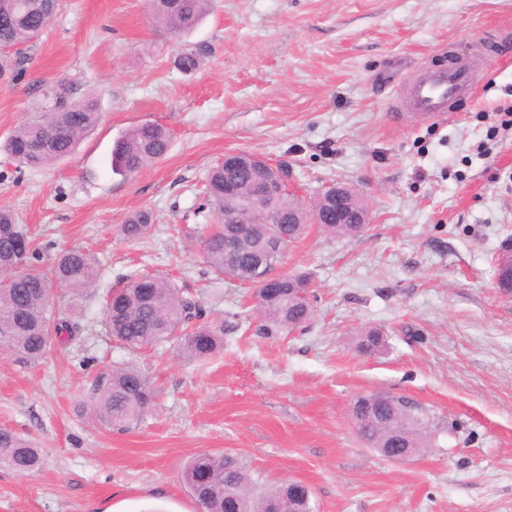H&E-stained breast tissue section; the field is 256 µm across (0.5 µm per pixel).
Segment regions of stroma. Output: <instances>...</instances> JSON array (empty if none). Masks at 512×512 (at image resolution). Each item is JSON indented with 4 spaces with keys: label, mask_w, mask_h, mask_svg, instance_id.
<instances>
[{
    "label": "stroma",
    "mask_w": 512,
    "mask_h": 512,
    "mask_svg": "<svg viewBox=\"0 0 512 512\" xmlns=\"http://www.w3.org/2000/svg\"><path fill=\"white\" fill-rule=\"evenodd\" d=\"M210 49L196 71L174 60ZM469 65L475 97L448 119L392 121L421 67ZM64 78L101 118L70 156L16 170L0 153V209L30 227L39 264L78 247L98 266L80 342L26 366L0 348V428L42 450L39 471L0 467V512H201L183 480L199 452L235 457L267 486L297 481L315 512H512V299L496 286L512 240V0H212L178 36L147 0H60L12 78H0V143ZM146 122L171 134L163 160L122 177L115 139ZM286 163L309 201L331 182L356 189L355 238L318 225L288 245L279 273L307 276L304 327L264 334L252 289L216 275L200 239L208 170L228 152ZM153 211L142 240L120 228ZM165 275L223 323L205 360L170 346L130 353L104 333L103 299L140 273ZM383 334L374 353L360 342ZM144 372L156 407L126 431L81 411L96 376ZM405 398L434 421L428 448L393 461L364 442L361 395Z\"/></svg>",
    "instance_id": "obj_1"
}]
</instances>
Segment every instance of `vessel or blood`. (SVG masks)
I'll list each match as a JSON object with an SVG mask.
<instances>
[{"instance_id":"vessel-or-blood-1","label":"vessel or blood","mask_w":512,"mask_h":512,"mask_svg":"<svg viewBox=\"0 0 512 512\" xmlns=\"http://www.w3.org/2000/svg\"><path fill=\"white\" fill-rule=\"evenodd\" d=\"M473 96L471 72L467 65L452 62L448 66L426 71L409 87L407 107L396 110V118H403L405 111L434 117L448 113L450 104Z\"/></svg>"}]
</instances>
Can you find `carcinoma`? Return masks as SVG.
<instances>
[{"label": "carcinoma", "mask_w": 512, "mask_h": 512, "mask_svg": "<svg viewBox=\"0 0 512 512\" xmlns=\"http://www.w3.org/2000/svg\"><path fill=\"white\" fill-rule=\"evenodd\" d=\"M11 18L0 16V77L16 70L27 59L30 43L38 39L55 17L59 0H0ZM153 20L175 34L192 32L210 9V0H149ZM208 54L205 45L185 49L177 58L184 72L196 70ZM40 115L18 126L0 145L18 169H42L71 154L80 140L99 122L101 104L94 96L75 101L67 82L60 80L44 92ZM169 135L162 126L144 123L118 137L112 148V172L128 176L149 163L162 159L169 148ZM234 181L238 199L224 202V183ZM256 180L247 169H229L220 162L206 179L205 205L221 223L212 225L203 240L209 266L230 279L250 282L253 259L265 246L259 226L264 216L248 208L256 193ZM344 213L332 216L336 205L319 192L309 206L283 189L273 210L283 218L288 241L303 233L307 222L318 215L320 228L332 237L358 236L367 225V205L352 188L344 187ZM154 223L150 210L131 213L121 232L130 240L146 236ZM35 257L33 239L9 210H0V341L24 364L45 358L48 336L56 329L59 344L75 343L82 325L71 310L60 311L52 304V284L65 288L70 298L80 301L96 286L98 270L90 255L78 248L61 252L47 272L30 264ZM265 333L293 330L309 321L312 313L309 279L289 277L279 294L258 305ZM107 333L120 347L138 351L175 344L185 355L205 359L223 346L224 323L203 320L199 304L183 298L167 278L144 274L107 295L104 306ZM90 411L103 426L126 430L138 423L155 404V391L147 377L133 366L110 369L93 382L88 397ZM352 414L361 435L372 432L371 420L388 419L385 434L393 435L400 448H423L429 418L413 404L380 394L357 397ZM0 463L14 471L34 472L42 463L41 449L18 433L0 429ZM184 479L202 512H263L275 504L280 512L293 507L308 512L307 504L289 497L288 484L267 488L235 458L222 453L202 452L187 464Z\"/></svg>", "instance_id": "cac0c4a2"}]
</instances>
